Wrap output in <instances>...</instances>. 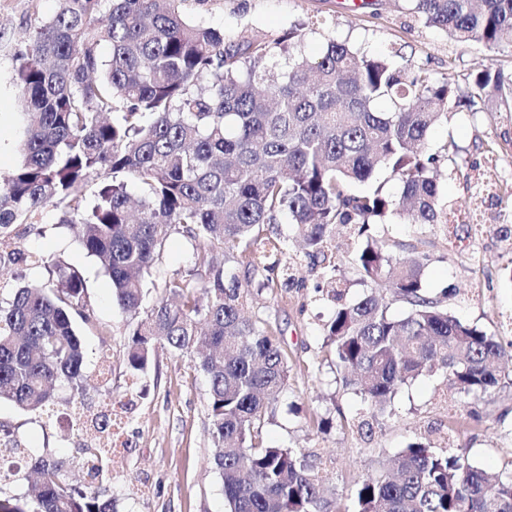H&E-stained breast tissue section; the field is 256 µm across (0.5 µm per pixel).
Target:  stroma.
Here are the masks:
<instances>
[{
    "label": "stroma",
    "instance_id": "1",
    "mask_svg": "<svg viewBox=\"0 0 512 512\" xmlns=\"http://www.w3.org/2000/svg\"><path fill=\"white\" fill-rule=\"evenodd\" d=\"M57 0H0V173L12 171L21 157L16 145L22 133V105L14 82L15 55L23 48L29 28L51 17ZM191 20L223 31L230 40L277 41L298 23L308 32L302 51L317 55L326 35L349 40L368 55L400 51L412 65L438 77L465 81L468 74L493 62L512 72V47L491 50L478 42L457 44L428 27L412 13L406 0H184ZM460 152L454 160L437 163L440 199L448 211L467 212L473 183L463 171L471 165L496 169L500 181L491 209L512 206V112L459 111L436 125L426 149L438 152L447 141ZM60 211L45 212L18 242L20 248L60 257L83 272L85 301L103 334L84 337L88 382L100 385L98 357L111 355L110 385L116 396L128 395L132 409L123 429V446L114 452L112 479L102 494L113 497L119 512H224L220 479L211 464L207 383L189 357L158 350L150 370L132 374L126 364L128 332L137 319L112 302V286L100 262L89 256L76 233L61 226ZM392 242L407 245L425 237L431 261L423 286L430 293L447 291L448 309L463 321L512 341V243L492 225L465 250L447 244L440 232L420 234L415 225L391 216L380 228ZM293 287L272 288L257 298L283 332L290 366L289 385L266 413L261 440L266 445L305 449L325 463L330 481L339 489L374 472L378 456H390L407 444L439 443L448 431V418L458 415L455 443L470 450L472 461L497 470L512 460V387L494 402L462 398L447 390L442 376L426 375L402 387L393 401L390 418L356 430L345 425L361 403L352 390L337 382L323 359L322 326L334 304L316 288L323 282L322 267L297 255ZM332 413V428L322 431L318 420ZM0 423L10 426L21 444L31 448H58L68 461L70 478L81 484L90 479L80 461L77 439L66 420L40 426L13 404L0 403Z\"/></svg>",
    "mask_w": 512,
    "mask_h": 512
}]
</instances>
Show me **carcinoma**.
Segmentation results:
<instances>
[{
    "mask_svg": "<svg viewBox=\"0 0 512 512\" xmlns=\"http://www.w3.org/2000/svg\"><path fill=\"white\" fill-rule=\"evenodd\" d=\"M16 55L24 108L21 163L0 176V271H52L0 286V402L39 415L54 391L84 402L85 352L79 326L96 322L80 271L15 246L19 228L61 209L100 260L112 300L138 312L145 281L171 233L192 242L190 267L166 279L162 296L129 332L128 368L144 372L158 349L186 355L206 376L211 463L226 512H342L344 491L326 481L301 448L256 443L271 399L288 386V352L253 292L292 284L288 239L270 229L288 217L304 256L322 265L335 304L323 328L326 357L373 420L391 414L394 394L440 373L460 397L490 398L512 363V343L448 311V291L423 288L431 261L419 248L375 235L400 210L425 233L448 232L438 202L429 131L448 103L469 112H512V73L491 63L457 80L367 56L348 40L322 52L297 51L301 29L281 39L232 41L188 19L184 0H58ZM425 25L458 43H512V0H406ZM111 53L100 52L102 43ZM280 57L279 77L269 62ZM389 102L379 112L375 103ZM379 169L401 187L353 193ZM141 186L134 199L129 183ZM364 238L352 259L364 294L344 300L346 280L330 248L338 225ZM244 269L238 276L235 268ZM408 306L394 318L386 297ZM89 420L76 422L87 474L104 475L112 454V390ZM0 512H117L113 499L69 483L49 448H23L0 424ZM355 512H512V460L497 472L469 449L443 453L411 443L380 457L349 491Z\"/></svg>",
    "mask_w": 512,
    "mask_h": 512,
    "instance_id": "obj_1",
    "label": "carcinoma"
}]
</instances>
